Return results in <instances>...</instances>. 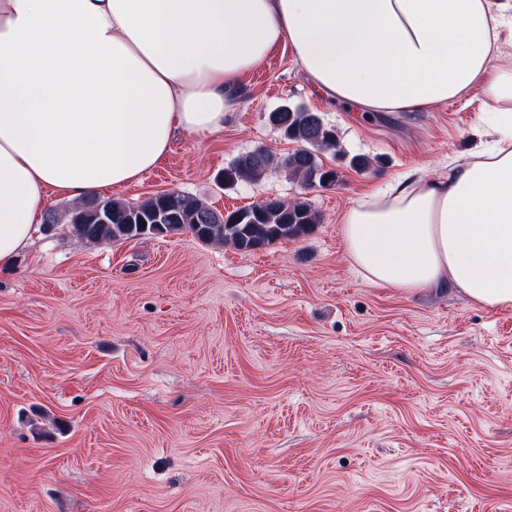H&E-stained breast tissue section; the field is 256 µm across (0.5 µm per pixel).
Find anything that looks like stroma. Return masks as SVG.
Returning <instances> with one entry per match:
<instances>
[{
  "label": "stroma",
  "instance_id": "1",
  "mask_svg": "<svg viewBox=\"0 0 512 512\" xmlns=\"http://www.w3.org/2000/svg\"><path fill=\"white\" fill-rule=\"evenodd\" d=\"M212 136L177 134L140 183L227 213L309 203L315 231L241 252L183 231L86 243L72 200L0 268V512H512V308L365 282L339 225L409 169L445 172L487 129L481 89L428 112L364 115L275 48ZM288 104L338 135L340 178L221 174L294 142ZM367 170L350 167L353 156Z\"/></svg>",
  "mask_w": 512,
  "mask_h": 512
}]
</instances>
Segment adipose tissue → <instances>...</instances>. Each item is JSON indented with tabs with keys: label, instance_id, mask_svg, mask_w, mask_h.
I'll use <instances>...</instances> for the list:
<instances>
[{
	"label": "adipose tissue",
	"instance_id": "1",
	"mask_svg": "<svg viewBox=\"0 0 512 512\" xmlns=\"http://www.w3.org/2000/svg\"><path fill=\"white\" fill-rule=\"evenodd\" d=\"M281 45L362 112L483 90L491 142L358 200L339 234L372 285L512 307V0H0V265L30 244L48 191L130 187L176 131H223Z\"/></svg>",
	"mask_w": 512,
	"mask_h": 512
}]
</instances>
